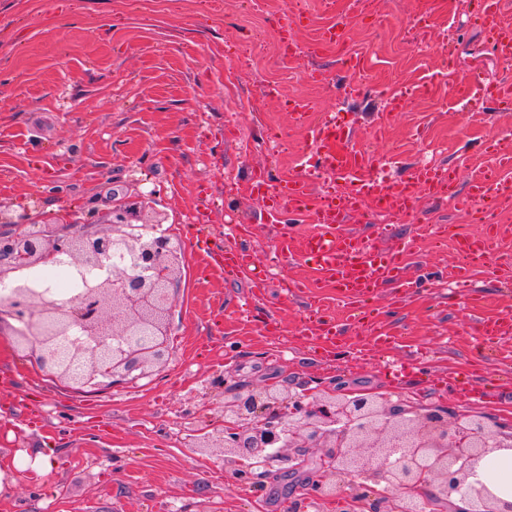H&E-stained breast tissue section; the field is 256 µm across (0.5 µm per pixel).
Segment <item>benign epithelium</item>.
I'll return each instance as SVG.
<instances>
[{
    "label": "benign epithelium",
    "mask_w": 512,
    "mask_h": 512,
    "mask_svg": "<svg viewBox=\"0 0 512 512\" xmlns=\"http://www.w3.org/2000/svg\"><path fill=\"white\" fill-rule=\"evenodd\" d=\"M126 209L112 210L108 228L94 233L48 238L38 225L0 235V310L20 324L16 335L40 352L42 366L71 384L97 378H138L167 353L171 288L180 275V240L140 232ZM119 247L132 266L109 264ZM66 255L79 270L99 275L84 284L77 299L60 302L49 288L27 283L22 273ZM292 408L279 412L281 392L250 390L224 404V424L202 431L195 447L219 448L236 475L268 461L269 448L301 455L319 448L317 495L330 497L358 478L385 483L386 494L373 500L372 512H426L428 502L414 492L431 485L435 501L456 493L464 507L455 512H512L480 482L475 466L489 453L512 448V429L476 414L437 407L419 409L377 395L351 397L325 391L288 396Z\"/></svg>",
    "instance_id": "benign-epithelium-1"
}]
</instances>
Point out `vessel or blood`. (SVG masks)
<instances>
[{
	"instance_id": "vessel-or-blood-1",
	"label": "vessel or blood",
	"mask_w": 512,
	"mask_h": 512,
	"mask_svg": "<svg viewBox=\"0 0 512 512\" xmlns=\"http://www.w3.org/2000/svg\"><path fill=\"white\" fill-rule=\"evenodd\" d=\"M497 0H484V21L500 54H512V29L495 24ZM345 137L342 128L333 121L318 122L309 128V138L319 147L318 164L333 167L351 179L361 182V193L336 188L320 199L312 211L314 227L311 231L294 234L281 233L278 250L281 255L302 257L315 266L318 285H330L343 301L352 306H366L383 285L402 278V257L412 252L413 241H399L390 251L382 252L366 245L343 225L346 214L358 211L365 198L383 203L401 213L414 209L418 194L435 197H451L455 194L458 172L445 166H420L414 168L407 179L389 185L385 181L370 177L374 156L354 154L343 156L335 150ZM495 156V164L475 174L467 195L459 197L464 208L488 209L502 201L512 200V144L493 141L488 145ZM254 182L268 200L267 221H278L283 206L292 207L302 203L310 194L307 173L301 172L277 187H270L262 173H255ZM512 234V227L500 224L485 225L481 234L470 237L469 249L459 252L455 269L458 284H465L468 269L474 264H486L493 256L499 239ZM216 264L223 266L225 273L238 274L251 264L248 254L227 250L216 254ZM478 330L488 342H498L512 335V318L483 319L477 323ZM306 340L317 343L325 356L331 357L343 346L345 336L319 311H312L303 332Z\"/></svg>"
}]
</instances>
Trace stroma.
<instances>
[{"instance_id": "35a3bbf8", "label": "stroma", "mask_w": 512, "mask_h": 512, "mask_svg": "<svg viewBox=\"0 0 512 512\" xmlns=\"http://www.w3.org/2000/svg\"><path fill=\"white\" fill-rule=\"evenodd\" d=\"M345 2L335 0L329 14L323 0H260L252 11L245 0H222L216 14L211 0H160L152 10L138 0H0V233L33 222L50 235L67 224L94 231L123 205L132 223L175 226L182 243L169 354L142 378L72 386L40 368L14 320H0V455L23 463L0 512H345L349 489L321 499L309 487L316 450L299 470L275 461L244 482L219 453L193 448L200 430L220 427L225 402L264 386L381 394L486 417L512 411V338L490 349L475 329L478 318L512 314V283L485 268L466 286L449 282L452 246L432 249L419 234L424 224L479 232L448 200L421 196L390 222L392 238L415 241L404 271L422 282L407 298L384 286L370 302L392 345L358 357L368 331L333 289L280 299L282 283H309L314 269L301 258L274 259L266 201L249 186L259 170L288 177L304 156L306 134L286 100L304 101L309 121L335 118L351 146L388 158L389 182L431 160L457 166L461 194L482 144L512 131V108L485 97L459 103L442 84L390 114L378 93L437 71L438 59L418 53L405 29L423 10L431 38L447 37L458 77L485 85L505 78L478 26L482 0H376L379 25L356 23L347 33L370 66L369 86L354 98L344 95L348 74L334 46L299 63L277 50L289 11L311 20L295 33L303 44ZM307 67L323 81L308 83ZM272 128L287 154L264 149ZM235 223L249 227L238 244L253 269L276 270L263 290L245 276L227 278L211 259ZM243 299L246 319L236 308ZM313 306L346 328L344 354L324 357L303 338L301 315ZM401 361L412 368L398 378ZM463 369L484 385L481 401L464 402L440 383L442 373ZM44 448L57 464L36 478L25 463Z\"/></svg>"}]
</instances>
